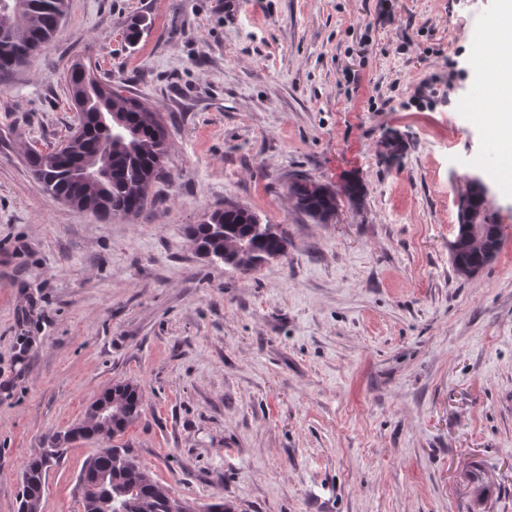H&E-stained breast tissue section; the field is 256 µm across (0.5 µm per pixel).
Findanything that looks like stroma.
Instances as JSON below:
<instances>
[{"mask_svg":"<svg viewBox=\"0 0 512 512\" xmlns=\"http://www.w3.org/2000/svg\"><path fill=\"white\" fill-rule=\"evenodd\" d=\"M498 10L68 0L55 38L0 74V512H19L25 460L127 382L141 416L114 446L195 506L512 512V143L472 67ZM77 62L165 119L170 178L143 215L53 200L28 170L78 124ZM301 176L367 194L320 224L288 196ZM473 176L503 240L467 280L448 244ZM228 202L287 254L250 275L198 255L187 225ZM101 446L73 437L41 512H82Z\"/></svg>","mask_w":512,"mask_h":512,"instance_id":"obj_1","label":"stroma"}]
</instances>
